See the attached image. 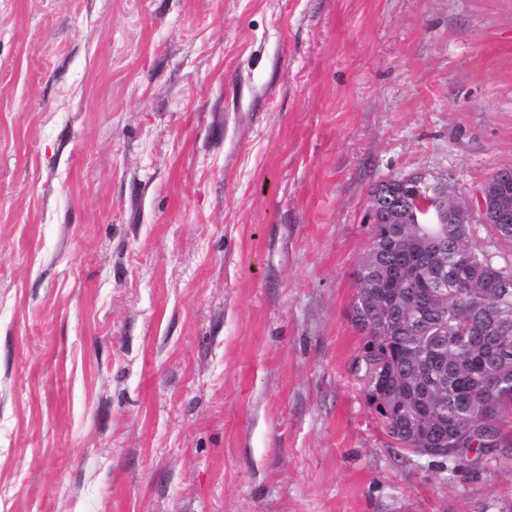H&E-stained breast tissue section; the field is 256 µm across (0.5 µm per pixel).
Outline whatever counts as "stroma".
<instances>
[{"mask_svg": "<svg viewBox=\"0 0 512 512\" xmlns=\"http://www.w3.org/2000/svg\"><path fill=\"white\" fill-rule=\"evenodd\" d=\"M512 168V0H0V512H502L350 372L372 190Z\"/></svg>", "mask_w": 512, "mask_h": 512, "instance_id": "stroma-1", "label": "stroma"}]
</instances>
